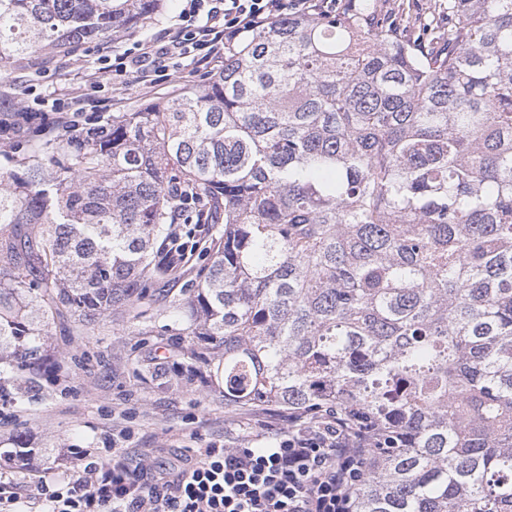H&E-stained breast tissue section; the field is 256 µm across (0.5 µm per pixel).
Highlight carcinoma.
Returning a JSON list of instances; mask_svg holds the SVG:
<instances>
[{
  "label": "carcinoma",
  "mask_w": 512,
  "mask_h": 512,
  "mask_svg": "<svg viewBox=\"0 0 512 512\" xmlns=\"http://www.w3.org/2000/svg\"><path fill=\"white\" fill-rule=\"evenodd\" d=\"M163 0H0V75ZM368 5L247 34L206 85L0 164V370L35 386L49 328L164 301L226 406L355 408V512H512V0H448L422 52ZM215 216L195 287L154 251Z\"/></svg>",
  "instance_id": "carcinoma-1"
}]
</instances>
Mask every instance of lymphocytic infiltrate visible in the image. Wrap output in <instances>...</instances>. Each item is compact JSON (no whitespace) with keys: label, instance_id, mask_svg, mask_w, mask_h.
I'll return each mask as SVG.
<instances>
[{"label":"lymphocytic infiltrate","instance_id":"obj_1","mask_svg":"<svg viewBox=\"0 0 512 512\" xmlns=\"http://www.w3.org/2000/svg\"><path fill=\"white\" fill-rule=\"evenodd\" d=\"M340 0H185L175 24L110 65L82 71L83 89L56 99L40 127H73L83 112L111 111L95 99L104 79L134 77L146 89L172 81L187 68L210 78L248 33L288 16L331 14ZM357 410L339 417L292 413L273 441L255 447L212 444L162 470L132 462L122 448L103 458L74 449L76 466L59 479L19 485L0 473V512H352L351 492L372 465L368 426Z\"/></svg>","mask_w":512,"mask_h":512}]
</instances>
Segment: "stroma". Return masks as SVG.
Segmentation results:
<instances>
[{
    "mask_svg": "<svg viewBox=\"0 0 512 512\" xmlns=\"http://www.w3.org/2000/svg\"><path fill=\"white\" fill-rule=\"evenodd\" d=\"M375 3L381 19L421 48L429 45L425 23L448 12V0ZM183 6V0H166L163 11L148 25L118 30L102 43L83 46L77 54L42 65H17L0 78V91L16 104L35 99L40 110L50 111L53 100L72 88L79 67L96 69L103 52H121L132 48L134 42L155 38ZM186 229L200 247L187 258L169 260L170 272L161 279L162 288L179 291L193 287L207 261L204 247L214 233L213 225L191 221ZM146 318L159 327L167 322L164 307L158 305L111 312L90 327L69 315L56 319L50 342L64 377L0 399V448H10L13 439L22 436L36 450L27 470L16 473V480L25 483L43 474L63 476L75 463L71 455L75 448H108L116 443L127 448L134 459L168 465L191 448L214 442L234 446L242 438L286 426L288 412L280 407L225 406L223 386L207 375L191 381L176 376L170 386L156 387L146 378L140 357H174L191 339L151 336L140 340L138 333Z\"/></svg>",
    "mask_w": 512,
    "mask_h": 512,
    "instance_id": "stroma-1",
    "label": "stroma"
}]
</instances>
